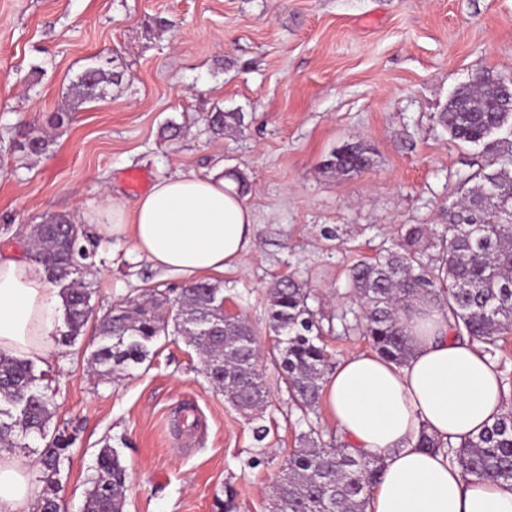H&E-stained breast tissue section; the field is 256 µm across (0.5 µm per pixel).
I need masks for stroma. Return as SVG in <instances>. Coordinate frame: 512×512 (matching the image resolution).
Segmentation results:
<instances>
[{
	"label": "stroma",
	"instance_id": "stroma-1",
	"mask_svg": "<svg viewBox=\"0 0 512 512\" xmlns=\"http://www.w3.org/2000/svg\"><path fill=\"white\" fill-rule=\"evenodd\" d=\"M100 56L120 85L77 101L71 81ZM484 71L512 81V0H0V250L27 248L42 216L134 202L178 170L243 177L256 222L250 252L210 281L264 350L268 436L255 441L182 337L159 336L142 365L109 380L90 372L91 338L79 337L46 367L53 424L76 437L60 477L66 512H81L107 441L129 474L125 512H214L226 496L233 512H267L302 430L269 357L268 289L293 278L334 319L350 306L351 265L395 248L402 225L447 223L468 176L494 158L452 140L437 115ZM219 109L243 113L241 130L213 135L205 116ZM56 112L66 118L49 152L27 155L26 133ZM355 141L369 167L336 175L326 160ZM85 230L93 318L147 288L178 297L183 280L131 240Z\"/></svg>",
	"mask_w": 512,
	"mask_h": 512
}]
</instances>
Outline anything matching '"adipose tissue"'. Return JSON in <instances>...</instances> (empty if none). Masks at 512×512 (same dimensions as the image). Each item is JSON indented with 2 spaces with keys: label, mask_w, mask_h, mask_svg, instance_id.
Instances as JSON below:
<instances>
[{
  "label": "adipose tissue",
  "mask_w": 512,
  "mask_h": 512,
  "mask_svg": "<svg viewBox=\"0 0 512 512\" xmlns=\"http://www.w3.org/2000/svg\"><path fill=\"white\" fill-rule=\"evenodd\" d=\"M76 219L105 237L131 239L152 268L189 282L240 263L256 228L250 207L215 173L179 172L157 180L134 205L112 197ZM63 315L44 264L0 253V350L51 362ZM402 318L412 347L405 364L354 354L325 383L328 408L350 446L384 463L366 512H512V486L474 480L443 451L416 445L423 432L457 444L499 418L497 371L471 339L453 334L433 302L417 301ZM26 469L0 453V512H34L40 489Z\"/></svg>",
  "instance_id": "ef3b65f1"
}]
</instances>
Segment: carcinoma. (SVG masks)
Segmentation results:
<instances>
[{
  "label": "carcinoma",
  "instance_id": "carcinoma-1",
  "mask_svg": "<svg viewBox=\"0 0 512 512\" xmlns=\"http://www.w3.org/2000/svg\"><path fill=\"white\" fill-rule=\"evenodd\" d=\"M120 79L121 73L93 64L76 76L72 87L92 98L108 94V87ZM206 121L213 134L222 136L240 129L244 115L218 110L208 113ZM438 121L453 140L493 151L499 143L496 134L505 128L512 133V93L500 78L485 72L454 91ZM50 145L48 135L29 133L21 148L40 156ZM369 164V148L354 142L336 149L327 166L346 175ZM473 178L476 184L448 208V223L441 230L412 224L396 250L349 269L347 285L362 311V334L376 354L397 365L411 355L400 313L420 298L433 300L451 330L473 341L494 346L498 335L512 328V171L504 166L485 169ZM72 226L60 214L27 226L32 258L46 265L51 281L61 288L67 343L85 335L92 312V289L85 275L95 257L82 232L71 234ZM268 295L269 328L280 338L272 358L290 399L306 418L319 403L333 355L323 343V325L303 284L282 278ZM223 305V289L208 282L186 286L172 305L156 289L116 303L95 326L96 346L88 363L100 379L110 380L143 363L149 345L171 326L196 347L207 378L224 389L233 407L245 414L259 411L269 403V392L257 369L258 337L241 319L224 322ZM44 377L32 361L0 351V449L25 448L32 436L45 440L38 450L43 486L36 509L64 512L57 476L75 437L63 431L48 435L55 402L48 386L41 384ZM418 447L443 448L470 476L512 485V409L458 445L423 432ZM381 472L380 459L362 456L347 443L330 446L309 422L300 447L281 471L268 512H365L368 491ZM127 479L118 451L103 445L83 512H124Z\"/></svg>",
  "mask_w": 512,
  "mask_h": 512
}]
</instances>
